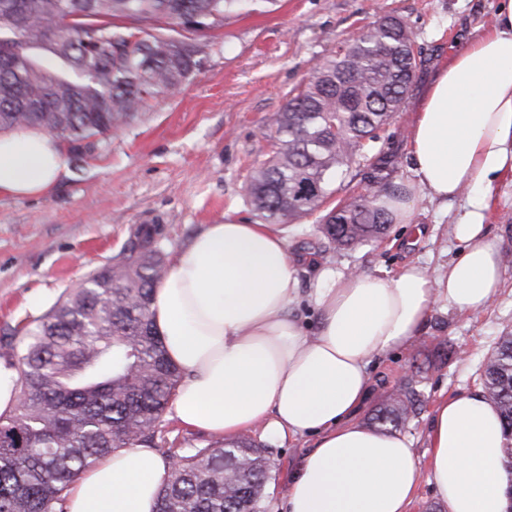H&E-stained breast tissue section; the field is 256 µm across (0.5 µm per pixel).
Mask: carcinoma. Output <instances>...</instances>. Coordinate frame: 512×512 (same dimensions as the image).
<instances>
[{
  "label": "carcinoma",
  "mask_w": 512,
  "mask_h": 512,
  "mask_svg": "<svg viewBox=\"0 0 512 512\" xmlns=\"http://www.w3.org/2000/svg\"><path fill=\"white\" fill-rule=\"evenodd\" d=\"M243 0H0V132L37 126L79 154L116 134L147 100L173 94L203 65L207 45L172 36L224 26ZM413 32L375 20L312 68L273 114L282 147L250 175L246 196L266 224H299L333 178L370 161L367 142L399 110L423 60ZM390 177L376 168L366 193L322 217L316 253L382 238L379 204ZM166 226L139 224L112 260L26 327L18 396L0 414V512H68L67 490L116 448L152 441L179 382L151 311L167 270ZM486 397L503 422L502 468L512 477V334L483 366ZM409 386L372 421L399 428L420 405ZM271 478L249 436L171 456L156 512H248Z\"/></svg>",
  "instance_id": "carcinoma-1"
}]
</instances>
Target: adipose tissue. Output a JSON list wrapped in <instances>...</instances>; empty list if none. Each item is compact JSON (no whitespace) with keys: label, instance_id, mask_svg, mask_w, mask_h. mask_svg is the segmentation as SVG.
Returning <instances> with one entry per match:
<instances>
[{"label":"adipose tissue","instance_id":"ef3b65f1","mask_svg":"<svg viewBox=\"0 0 512 512\" xmlns=\"http://www.w3.org/2000/svg\"><path fill=\"white\" fill-rule=\"evenodd\" d=\"M407 139L420 197L467 198L454 226L462 248L446 272L406 263L382 275L325 261L304 289L288 250L297 225L228 217L174 255L153 293L154 323L182 375L170 401L181 426L228 442L257 425L279 440L314 437L288 478L284 512H411L423 474L444 512L512 505L501 420L483 393L436 403L423 463L406 436L355 420L375 360L413 345L437 306L484 310L503 281L486 219L495 181L512 174V0L440 66ZM63 172L62 147L43 130L0 133V196L45 195ZM301 303L317 316L315 332ZM169 468L148 446L116 449L71 485L68 512H154Z\"/></svg>","mask_w":512,"mask_h":512}]
</instances>
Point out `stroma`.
Returning a JSON list of instances; mask_svg holds the SVG:
<instances>
[{
	"instance_id": "obj_1",
	"label": "stroma",
	"mask_w": 512,
	"mask_h": 512,
	"mask_svg": "<svg viewBox=\"0 0 512 512\" xmlns=\"http://www.w3.org/2000/svg\"><path fill=\"white\" fill-rule=\"evenodd\" d=\"M498 0H248L223 27L196 33L208 56L171 96L149 100L123 133L95 139L82 156L65 154V173L46 195L0 197V337L48 311L62 292L86 279L118 253L139 224H163L168 254L186 247L203 225L229 216L250 221L245 195L251 170L267 161L275 143L269 125L312 67L335 52L376 14L402 19L414 32L425 65L399 112L370 145L372 155L394 161L392 181L409 190L414 179L406 133L419 96L449 55L489 27ZM464 199L441 208L416 204L424 233L408 245L404 225L386 236L333 255L337 265L366 272H394L404 262L440 273L461 248L453 227ZM512 179L492 189L488 225L505 263L501 288L489 307L465 314L436 308L414 346L372 365L373 393L355 420L370 426L375 410L413 383L421 404L400 434L425 457L430 414L438 400L482 388L483 363L503 333L512 332ZM317 216L290 239L302 285L319 262L313 246ZM253 440L270 451L272 478L261 512H277L288 474L312 448L309 437L274 441L262 430ZM213 438L163 414L155 446L188 455Z\"/></svg>"
}]
</instances>
